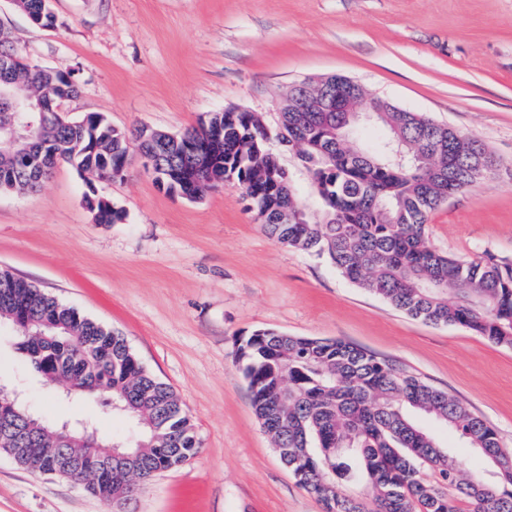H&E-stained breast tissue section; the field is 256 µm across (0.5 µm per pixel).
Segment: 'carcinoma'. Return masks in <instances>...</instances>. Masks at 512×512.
I'll return each instance as SVG.
<instances>
[{
	"label": "carcinoma",
	"instance_id": "carcinoma-1",
	"mask_svg": "<svg viewBox=\"0 0 512 512\" xmlns=\"http://www.w3.org/2000/svg\"><path fill=\"white\" fill-rule=\"evenodd\" d=\"M17 9L43 15L55 26L48 0H20ZM24 57L0 34V76L13 91L34 101L77 97V81H57L44 68L25 70ZM318 132L298 150L310 175L319 178L321 223L276 220L285 202L286 171L266 149L267 133L252 112L215 114L224 123L223 143L212 159L224 166V181L238 184L263 230L281 244L325 258L349 282L380 296L413 319L435 326H461L497 346L512 347V267L492 258L458 260L436 251L426 226L445 203L448 170L441 156L456 155L459 186L472 184L473 157L495 164L478 140L421 112H386L379 126L361 128L346 112H284L276 136L297 134L302 120ZM96 130L99 149L85 152V125ZM143 132L117 130L91 113L79 120L57 116L42 127L36 164L25 162L21 141L0 151V191L34 189L64 162L101 179L123 167ZM159 161L178 176L182 146L161 134ZM96 220L111 224L120 212L110 204L92 207ZM0 321L25 330L18 350L39 375L49 374L114 400L137 419L145 472H163L196 455L194 425L171 387L157 379L125 338L34 284L0 271ZM235 360L261 427L297 484L316 495L325 512H457L455 499L421 479L431 467L444 484L467 499L472 512H512V451L497 431L447 392L342 339L288 336L259 329L240 339ZM429 419L459 433L472 448L497 456L503 471L494 480L466 475L460 460ZM0 448L15 462L40 472L61 453L30 415L16 429L0 431ZM66 452L87 471L90 493L107 502L110 479L95 467L91 452Z\"/></svg>",
	"mask_w": 512,
	"mask_h": 512
}]
</instances>
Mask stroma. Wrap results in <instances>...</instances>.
<instances>
[{
	"mask_svg": "<svg viewBox=\"0 0 512 512\" xmlns=\"http://www.w3.org/2000/svg\"><path fill=\"white\" fill-rule=\"evenodd\" d=\"M54 28L0 0V31L80 85L62 110L113 126L179 133L211 112L261 113L276 127L295 84L330 74L483 143L491 181L430 217L449 257L512 266V0H51ZM120 211L101 224L85 195ZM0 269L120 332L178 395L200 451L120 506L0 452V512H324L281 463L235 362L258 329L340 338L463 402L512 449V348L412 319L321 257L269 237L235 185L191 201L160 189L140 155L124 179L89 184L69 164L29 192H0ZM0 326V386L38 415L87 422L110 448L135 421L90 396L69 405Z\"/></svg>",
	"mask_w": 512,
	"mask_h": 512,
	"instance_id": "1",
	"label": "stroma"
}]
</instances>
